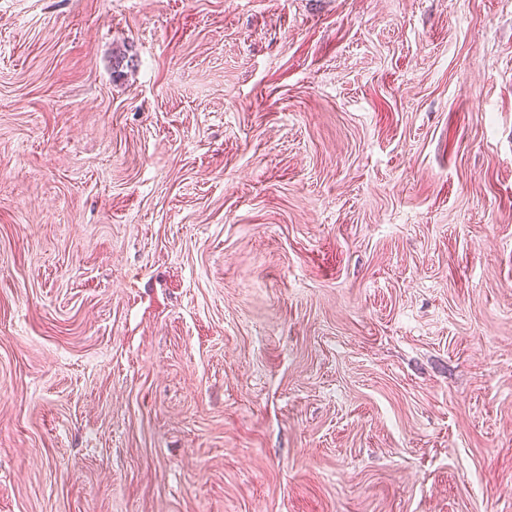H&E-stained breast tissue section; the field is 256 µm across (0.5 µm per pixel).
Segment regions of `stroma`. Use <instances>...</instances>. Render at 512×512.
Returning a JSON list of instances; mask_svg holds the SVG:
<instances>
[{"label":"stroma","instance_id":"stroma-1","mask_svg":"<svg viewBox=\"0 0 512 512\" xmlns=\"http://www.w3.org/2000/svg\"><path fill=\"white\" fill-rule=\"evenodd\" d=\"M0 512H512V0H0Z\"/></svg>","mask_w":512,"mask_h":512}]
</instances>
